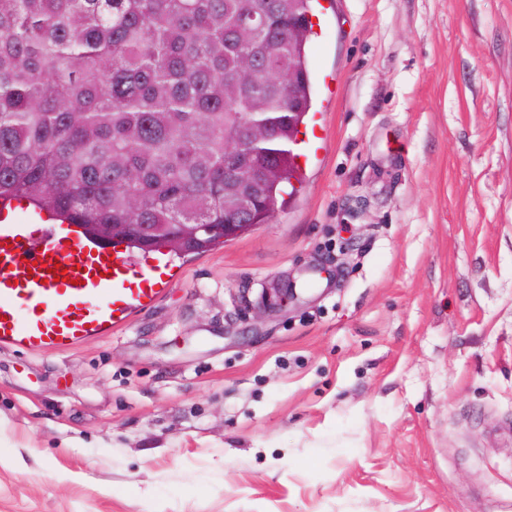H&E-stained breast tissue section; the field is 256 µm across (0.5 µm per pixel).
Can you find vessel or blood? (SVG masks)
<instances>
[{
    "label": "vessel or blood",
    "instance_id": "obj_1",
    "mask_svg": "<svg viewBox=\"0 0 512 512\" xmlns=\"http://www.w3.org/2000/svg\"><path fill=\"white\" fill-rule=\"evenodd\" d=\"M168 284L163 255L101 247L44 212L0 210V344L74 347L152 306Z\"/></svg>",
    "mask_w": 512,
    "mask_h": 512
}]
</instances>
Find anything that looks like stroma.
Instances as JSON below:
<instances>
[{"label":"stroma","mask_w":512,"mask_h":512,"mask_svg":"<svg viewBox=\"0 0 512 512\" xmlns=\"http://www.w3.org/2000/svg\"><path fill=\"white\" fill-rule=\"evenodd\" d=\"M325 143L150 308L0 345V512L512 503V0H321Z\"/></svg>","instance_id":"stroma-1"}]
</instances>
